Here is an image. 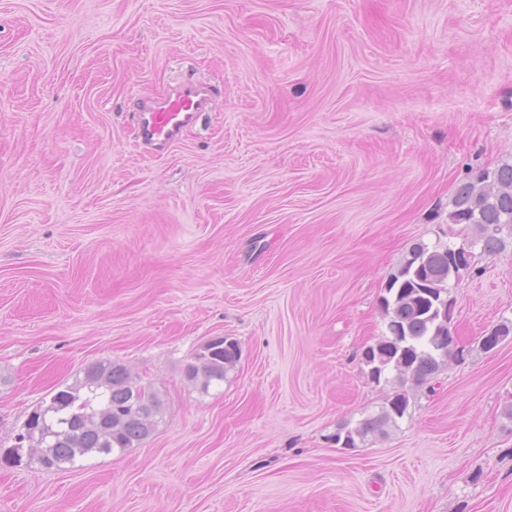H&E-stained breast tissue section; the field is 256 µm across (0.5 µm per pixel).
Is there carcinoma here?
Here are the masks:
<instances>
[{"mask_svg": "<svg viewBox=\"0 0 512 512\" xmlns=\"http://www.w3.org/2000/svg\"><path fill=\"white\" fill-rule=\"evenodd\" d=\"M448 221L467 231L464 245L481 247L493 256L512 237V163L485 169L461 180L452 197ZM456 245L415 244L396 273L387 282L382 307L388 318V335L368 346L362 362L370 367L375 382L396 373L400 384L411 379L423 383L433 377L441 363L460 355L450 339L448 322L435 309L432 292L448 291V282L470 269L471 264L452 267L448 251ZM239 358V345L233 341L214 342L198 351L185 367L186 378L201 392L224 382V375ZM140 382L119 363L100 361L87 366L83 377L59 387L25 425L38 448L36 462L47 468L72 464L90 454H110L136 448L151 436L162 421L165 401L152 390L139 393ZM407 391L400 389L381 412L347 431L355 441L383 429L405 415Z\"/></svg>", "mask_w": 512, "mask_h": 512, "instance_id": "cac0c4a2", "label": "carcinoma"}]
</instances>
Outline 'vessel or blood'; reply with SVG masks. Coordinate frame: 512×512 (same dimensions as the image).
<instances>
[{
	"label": "vessel or blood",
	"instance_id": "obj_1",
	"mask_svg": "<svg viewBox=\"0 0 512 512\" xmlns=\"http://www.w3.org/2000/svg\"><path fill=\"white\" fill-rule=\"evenodd\" d=\"M210 93L206 83L187 78L165 94L142 101L134 114L140 145L156 155L165 152L185 127L197 122Z\"/></svg>",
	"mask_w": 512,
	"mask_h": 512
}]
</instances>
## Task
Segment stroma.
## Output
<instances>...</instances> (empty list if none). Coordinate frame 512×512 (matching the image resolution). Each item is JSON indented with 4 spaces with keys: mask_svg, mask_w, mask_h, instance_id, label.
Listing matches in <instances>:
<instances>
[{
    "mask_svg": "<svg viewBox=\"0 0 512 512\" xmlns=\"http://www.w3.org/2000/svg\"><path fill=\"white\" fill-rule=\"evenodd\" d=\"M213 101L163 155L141 100ZM512 163V0H0V446L88 365L166 413L136 448L0 468V512H512V243L451 280L463 354L385 434L387 282ZM237 341L223 385L184 375Z\"/></svg>",
    "mask_w": 512,
    "mask_h": 512,
    "instance_id": "35a3bbf8",
    "label": "stroma"
}]
</instances>
